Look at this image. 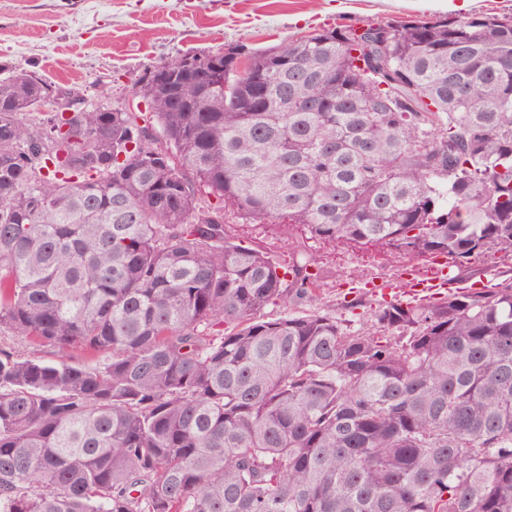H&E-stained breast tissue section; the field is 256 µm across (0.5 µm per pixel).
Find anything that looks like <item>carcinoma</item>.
<instances>
[{"instance_id":"carcinoma-1","label":"carcinoma","mask_w":512,"mask_h":512,"mask_svg":"<svg viewBox=\"0 0 512 512\" xmlns=\"http://www.w3.org/2000/svg\"><path fill=\"white\" fill-rule=\"evenodd\" d=\"M197 57L148 127L0 66V331L83 355L0 346V512H512V278L267 319L316 276L224 229L512 254V12Z\"/></svg>"}]
</instances>
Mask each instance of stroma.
Wrapping results in <instances>:
<instances>
[{"label": "stroma", "mask_w": 512, "mask_h": 512, "mask_svg": "<svg viewBox=\"0 0 512 512\" xmlns=\"http://www.w3.org/2000/svg\"><path fill=\"white\" fill-rule=\"evenodd\" d=\"M452 13L448 0H0V64L80 89L87 106L115 108L145 69L186 54L265 50L324 26ZM226 231L280 264L307 259L316 299L295 312L328 313L353 330L371 327L379 304L409 302L408 269L449 261L315 241L290 224L236 222ZM510 277L512 255L491 251L452 267L448 285L479 288Z\"/></svg>", "instance_id": "obj_1"}]
</instances>
